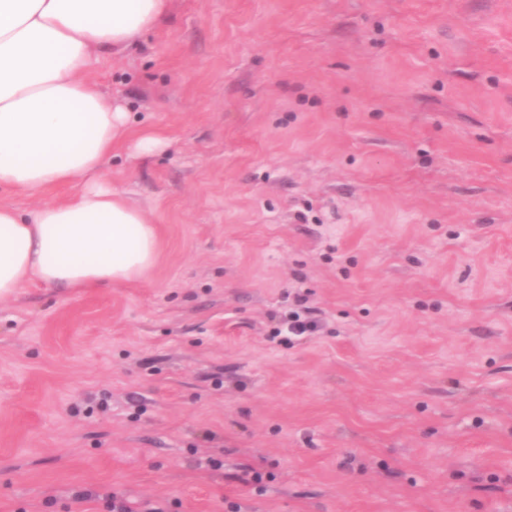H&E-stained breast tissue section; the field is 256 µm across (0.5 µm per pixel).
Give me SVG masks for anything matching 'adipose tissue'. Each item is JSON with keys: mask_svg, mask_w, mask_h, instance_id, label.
<instances>
[{"mask_svg": "<svg viewBox=\"0 0 512 512\" xmlns=\"http://www.w3.org/2000/svg\"><path fill=\"white\" fill-rule=\"evenodd\" d=\"M169 7L170 0H0V193L79 187L29 211L0 204V300L34 281L126 285L155 267L154 222L105 177L129 114L87 72L98 50L130 47Z\"/></svg>", "mask_w": 512, "mask_h": 512, "instance_id": "ef3b65f1", "label": "adipose tissue"}]
</instances>
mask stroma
Returning a JSON list of instances; mask_svg holds the SVG:
<instances>
[{
    "label": "stroma",
    "instance_id": "stroma-1",
    "mask_svg": "<svg viewBox=\"0 0 512 512\" xmlns=\"http://www.w3.org/2000/svg\"><path fill=\"white\" fill-rule=\"evenodd\" d=\"M90 76L160 256L0 301V512H512V0H171ZM165 144V138L155 130L143 131L133 142V149L138 155H151ZM306 302L304 294L295 293L294 307L277 322L273 336H283L288 338V342L303 341L316 336L322 325L315 316V311L305 305Z\"/></svg>",
    "mask_w": 512,
    "mask_h": 512
}]
</instances>
